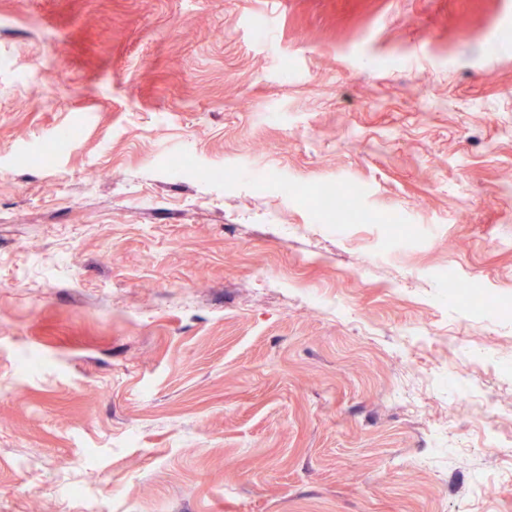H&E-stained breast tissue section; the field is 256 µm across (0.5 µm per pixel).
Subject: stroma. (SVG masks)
Here are the masks:
<instances>
[{
	"label": "stroma",
	"mask_w": 512,
	"mask_h": 512,
	"mask_svg": "<svg viewBox=\"0 0 512 512\" xmlns=\"http://www.w3.org/2000/svg\"><path fill=\"white\" fill-rule=\"evenodd\" d=\"M490 430L512 0H0V512H512ZM319 203L323 211L331 216L336 215V223L343 221L365 222L370 219L366 214L346 209L342 204V198L337 196H321Z\"/></svg>",
	"instance_id": "35a3bbf8"
}]
</instances>
